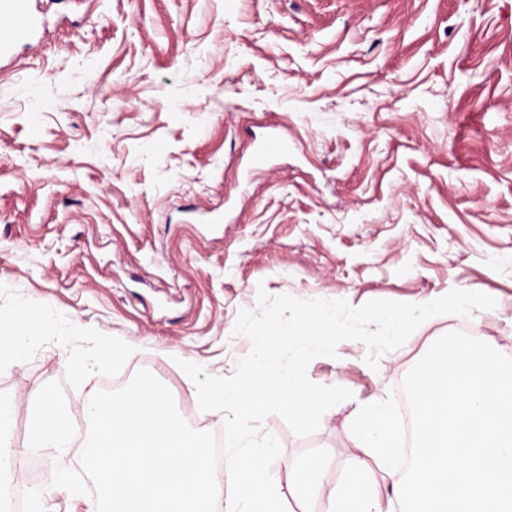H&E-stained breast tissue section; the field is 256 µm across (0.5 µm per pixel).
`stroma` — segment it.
Masks as SVG:
<instances>
[{"mask_svg":"<svg viewBox=\"0 0 512 512\" xmlns=\"http://www.w3.org/2000/svg\"><path fill=\"white\" fill-rule=\"evenodd\" d=\"M50 20L0 67V318L23 335L0 364L16 406L0 479L43 491L41 512L85 508L52 486L54 459L31 483L18 464L42 386L63 382L76 418L145 369L223 435L179 363L232 376L259 291L496 301L430 318L375 370L353 340L310 362L352 399L306 437L275 414L263 428L288 460L327 449L332 484L358 401L401 400L439 337L512 354V0H61ZM274 133L289 151L254 164Z\"/></svg>","mask_w":512,"mask_h":512,"instance_id":"stroma-1","label":"stroma"}]
</instances>
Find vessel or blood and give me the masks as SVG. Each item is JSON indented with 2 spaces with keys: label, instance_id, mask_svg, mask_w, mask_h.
<instances>
[{
  "label": "vessel or blood",
  "instance_id": "vessel-or-blood-1",
  "mask_svg": "<svg viewBox=\"0 0 512 512\" xmlns=\"http://www.w3.org/2000/svg\"><path fill=\"white\" fill-rule=\"evenodd\" d=\"M45 0H0V63L12 61L18 49L32 48L48 36Z\"/></svg>",
  "mask_w": 512,
  "mask_h": 512
}]
</instances>
